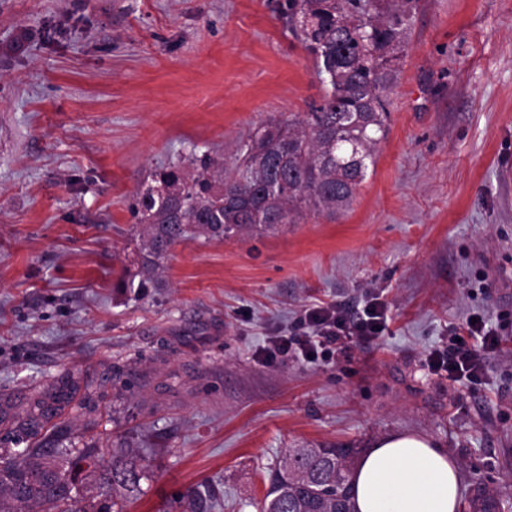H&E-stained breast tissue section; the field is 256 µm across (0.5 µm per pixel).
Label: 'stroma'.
Instances as JSON below:
<instances>
[{
    "label": "stroma",
    "mask_w": 512,
    "mask_h": 512,
    "mask_svg": "<svg viewBox=\"0 0 512 512\" xmlns=\"http://www.w3.org/2000/svg\"><path fill=\"white\" fill-rule=\"evenodd\" d=\"M280 0H0V398L68 369L146 476L127 512H259L287 449L423 434L462 500L512 512V0H420L388 132L349 209L246 238H190L162 288L118 287L155 169L230 158L324 87ZM387 307L329 361L266 356L313 307ZM483 314L480 383L427 353Z\"/></svg>",
    "instance_id": "1"
}]
</instances>
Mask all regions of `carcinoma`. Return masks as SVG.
<instances>
[{
	"instance_id": "cac0c4a2",
	"label": "carcinoma",
	"mask_w": 512,
	"mask_h": 512,
	"mask_svg": "<svg viewBox=\"0 0 512 512\" xmlns=\"http://www.w3.org/2000/svg\"><path fill=\"white\" fill-rule=\"evenodd\" d=\"M417 0H286L325 87L302 119L271 123L236 146L231 164L205 155L152 174L137 197L142 244L122 287L158 288L162 263L177 243L228 239L293 224L308 207L348 209L386 132L387 94L407 44ZM80 377L68 371L16 403H0V512H125L118 487H135L143 470L126 458L105 460L98 445L76 447L65 422L71 404L88 407ZM25 447L18 448L19 444ZM363 452L334 444L290 448L269 473L260 512H356L350 475ZM92 483L96 495L80 493Z\"/></svg>"
}]
</instances>
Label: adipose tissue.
I'll return each mask as SVG.
<instances>
[{
    "mask_svg": "<svg viewBox=\"0 0 512 512\" xmlns=\"http://www.w3.org/2000/svg\"><path fill=\"white\" fill-rule=\"evenodd\" d=\"M352 483L359 512H455L460 493L458 469L447 451L412 432L375 442Z\"/></svg>",
    "mask_w": 512,
    "mask_h": 512,
    "instance_id": "adipose-tissue-1",
    "label": "adipose tissue"
}]
</instances>
